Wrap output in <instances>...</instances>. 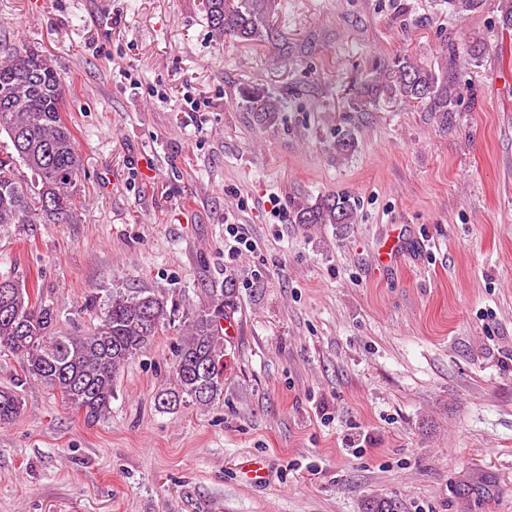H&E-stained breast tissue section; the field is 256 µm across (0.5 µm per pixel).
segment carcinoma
I'll list each match as a JSON object with an SVG mask.
<instances>
[{
    "label": "carcinoma",
    "instance_id": "cac0c4a2",
    "mask_svg": "<svg viewBox=\"0 0 512 512\" xmlns=\"http://www.w3.org/2000/svg\"><path fill=\"white\" fill-rule=\"evenodd\" d=\"M485 0H446L457 14L476 12ZM204 9L216 39L240 42L262 40L265 0H205ZM472 61L486 53L485 43L474 39L460 46ZM67 79L53 60L28 45L6 59L0 58V225L26 224L36 214L51 224L68 219L70 189L84 170L74 132L64 119ZM401 98L441 115L443 124L455 111L458 94L448 66L437 70L407 55H398L389 72L376 71L354 102L361 109L380 97ZM241 98L263 127L276 124L284 99L263 88L241 90ZM31 172L19 180L16 166ZM297 224H353L356 201L346 193L319 195L298 203ZM232 288L211 290L207 303L194 313L184 312L166 294L132 293L114 288L106 303L90 294L82 311L93 323L83 334L59 329L55 307L27 288V278L0 275V353L19 360L22 374L0 387V425L21 413V389L36 381L58 394L75 410H83L92 425L111 412L117 375L154 337L168 328L183 326L185 334L175 349L174 387L158 396V407L174 410L185 405H209L224 392V304ZM487 474L461 482L458 496L469 506L485 501L494 491ZM363 512H399L397 502L374 498Z\"/></svg>",
    "mask_w": 512,
    "mask_h": 512
}]
</instances>
